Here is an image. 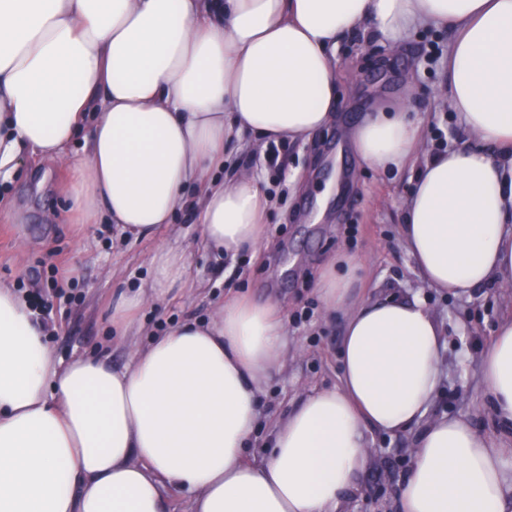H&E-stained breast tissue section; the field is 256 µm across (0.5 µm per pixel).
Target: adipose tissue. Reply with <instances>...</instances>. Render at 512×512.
<instances>
[{"label":"adipose tissue","instance_id":"adipose-tissue-1","mask_svg":"<svg viewBox=\"0 0 512 512\" xmlns=\"http://www.w3.org/2000/svg\"><path fill=\"white\" fill-rule=\"evenodd\" d=\"M427 26L452 33L441 90L471 144L424 160L405 245L428 287H510L512 0H0V176L27 152L67 167L69 223L104 214L135 238L169 224L193 185L203 242L232 257L257 249L259 177H215L233 130L307 140L336 118L346 34L395 46ZM82 129L86 152L70 156ZM422 137L402 107L353 130L379 171L403 168ZM150 266L147 286L112 299L114 341L171 294L188 255L161 245ZM363 273L348 254L323 267L319 297L345 317L340 384L306 395L254 463L259 394L285 352L275 304L228 299L116 368L61 363L24 295L0 283V512H172L168 493L183 488L191 512H335L369 462L367 428L416 424L401 512H512V446H492L468 417L427 416L442 381L432 313L357 297ZM481 362L491 409L512 427V317Z\"/></svg>","mask_w":512,"mask_h":512}]
</instances>
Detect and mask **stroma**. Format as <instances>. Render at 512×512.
<instances>
[{
    "label": "stroma",
    "instance_id": "stroma-1",
    "mask_svg": "<svg viewBox=\"0 0 512 512\" xmlns=\"http://www.w3.org/2000/svg\"><path fill=\"white\" fill-rule=\"evenodd\" d=\"M450 38L447 29L425 28L391 47L352 34L336 49L340 101L333 126L290 143L272 169L262 165L264 146L239 136L224 171L246 169L263 179L273 201L267 248L231 259L205 246L193 189L170 230L158 238L128 239L113 224L80 234L78 225L63 220L66 173L27 158L14 176L0 181V282L25 292L44 290L52 306L47 339L59 359L103 353L116 367L128 362L129 350L109 340L112 293L148 279L157 245L189 248L190 263L184 289L147 308L133 329L140 343L185 320L209 319L230 297L278 305L286 354L260 394V428L245 450L254 462L276 423L307 392L338 382L344 317L326 311L315 280L330 258L354 253L367 270L363 299H424L444 331L442 393L431 416L469 417L479 433L501 440L485 397L481 355L499 320L512 314V287H483L458 297L424 285L401 232L403 202L420 164L375 170L354 153L349 135L365 116L402 106L422 123L421 155L435 149L441 133L449 148L469 146L461 119L440 90ZM418 433L415 427L395 435L368 429L370 463L357 475L358 490L345 496L341 512H400L399 490Z\"/></svg>",
    "mask_w": 512,
    "mask_h": 512
}]
</instances>
